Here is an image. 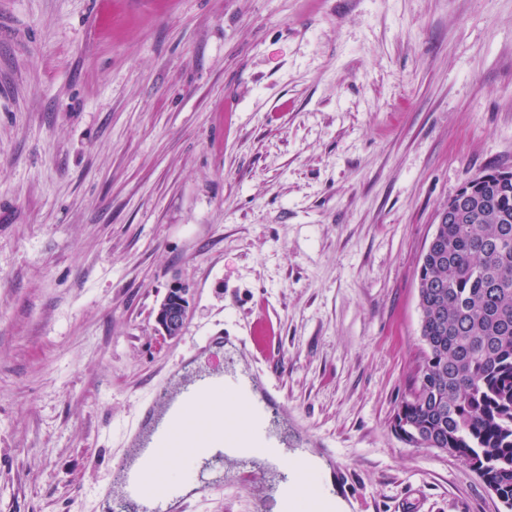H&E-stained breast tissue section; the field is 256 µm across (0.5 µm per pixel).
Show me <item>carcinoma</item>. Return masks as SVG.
Returning <instances> with one entry per match:
<instances>
[{
    "label": "carcinoma",
    "instance_id": "1",
    "mask_svg": "<svg viewBox=\"0 0 512 512\" xmlns=\"http://www.w3.org/2000/svg\"><path fill=\"white\" fill-rule=\"evenodd\" d=\"M417 272L419 375L395 419L417 447L477 466L512 512V174L464 182Z\"/></svg>",
    "mask_w": 512,
    "mask_h": 512
}]
</instances>
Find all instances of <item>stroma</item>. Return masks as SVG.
I'll use <instances>...</instances> for the list:
<instances>
[{"instance_id":"obj_1","label":"stroma","mask_w":512,"mask_h":512,"mask_svg":"<svg viewBox=\"0 0 512 512\" xmlns=\"http://www.w3.org/2000/svg\"><path fill=\"white\" fill-rule=\"evenodd\" d=\"M491 167L512 0H0V512H101L154 384L221 334L350 512H502L392 426L419 261ZM226 472L178 512H255L271 473ZM189 290L180 283H173L168 288L155 315L164 336L180 334L189 311Z\"/></svg>"}]
</instances>
